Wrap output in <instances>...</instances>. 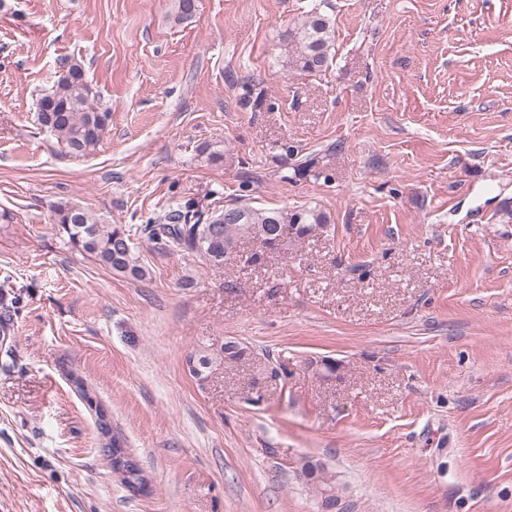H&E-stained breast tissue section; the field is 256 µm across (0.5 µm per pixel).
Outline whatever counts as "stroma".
I'll return each mask as SVG.
<instances>
[{
    "instance_id": "obj_1",
    "label": "stroma",
    "mask_w": 512,
    "mask_h": 512,
    "mask_svg": "<svg viewBox=\"0 0 512 512\" xmlns=\"http://www.w3.org/2000/svg\"><path fill=\"white\" fill-rule=\"evenodd\" d=\"M175 5L0 8V512H318L305 456L340 512H512V0H197L182 24ZM314 6L335 22L317 74L281 37ZM70 60L112 113L85 157L36 120ZM238 197L330 226L254 270L137 233L134 280L55 215L138 229ZM231 336L252 358L192 377ZM269 353L288 367L272 384ZM125 447V439L117 430L112 435V445L103 446V448H112V468L122 473L120 475L123 486L131 494H143L148 491L149 482L140 466L128 458L131 456L130 453L123 451L122 448ZM311 458L305 457L302 459L300 466L297 468L296 474L298 479L306 481L307 485L312 488L314 494L317 496H327V499H336V475L331 471L325 463L316 460L318 466L314 460H310V465L313 470H317L316 473L306 471V460ZM325 465V467L323 466ZM305 483V484H306Z\"/></svg>"
}]
</instances>
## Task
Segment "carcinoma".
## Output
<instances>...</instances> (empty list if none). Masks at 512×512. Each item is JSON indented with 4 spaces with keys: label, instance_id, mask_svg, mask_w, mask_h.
<instances>
[{
    "label": "carcinoma",
    "instance_id": "cac0c4a2",
    "mask_svg": "<svg viewBox=\"0 0 512 512\" xmlns=\"http://www.w3.org/2000/svg\"><path fill=\"white\" fill-rule=\"evenodd\" d=\"M196 0H178L175 20L184 23L196 13ZM284 42L293 47L288 54V66L308 73L327 70L334 61L333 24L331 18L314 9L303 21L284 31ZM97 97L90 82H76L62 75L52 88L37 100L39 125L49 131L70 154L86 156L92 153L111 119V112L93 104ZM58 224L75 248L96 258L112 273L135 280L148 275L135 256L130 227L102 224L85 208L62 203L57 208ZM329 217L321 210L295 207L291 210H258L240 203L220 212L206 214L192 203L172 207L163 222L148 224L149 239L193 253L208 266L222 268L235 259L241 269L261 266L270 251L280 249L292 240H302L321 230L326 231ZM254 244L245 251L241 245ZM213 357L203 351L188 358L191 375L200 382L208 379ZM126 442L118 431L112 435V468L122 473L121 483L132 494L148 491V480L138 464L123 451ZM314 494L336 497V475L328 467L318 466L317 472H307L306 462L296 471Z\"/></svg>",
    "mask_w": 512,
    "mask_h": 512
}]
</instances>
